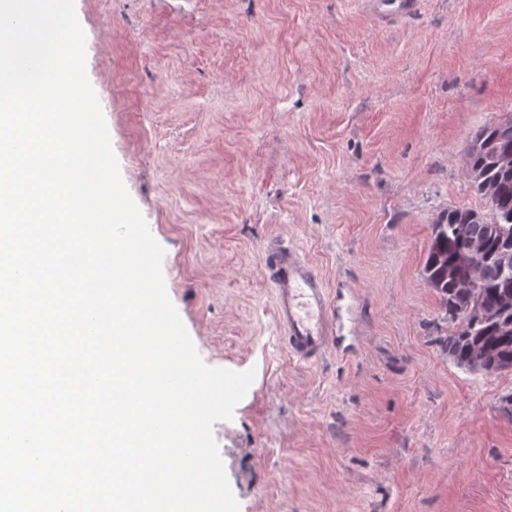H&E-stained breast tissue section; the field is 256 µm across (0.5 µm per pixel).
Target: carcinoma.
Segmentation results:
<instances>
[{"label":"carcinoma","mask_w":512,"mask_h":512,"mask_svg":"<svg viewBox=\"0 0 512 512\" xmlns=\"http://www.w3.org/2000/svg\"><path fill=\"white\" fill-rule=\"evenodd\" d=\"M503 124L512 125V116L484 126L467 149V167L476 171L470 188L488 201L493 220L474 210H449L446 218L432 225L422 271L444 309L462 312L461 317L450 318L453 329L441 340V347L465 369L475 344L489 349L495 359H512V307L502 303L504 295H512V273L504 272L492 257L500 242L512 241V169L504 171L494 162L496 154L512 152V135L501 131ZM472 238L484 240L487 246L483 274L474 294L459 295L454 292L455 284L469 275L459 257Z\"/></svg>","instance_id":"carcinoma-1"}]
</instances>
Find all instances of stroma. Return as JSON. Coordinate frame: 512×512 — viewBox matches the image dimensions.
I'll list each match as a JSON object with an SVG mask.
<instances>
[{
    "label": "stroma",
    "instance_id": "35a3bbf8",
    "mask_svg": "<svg viewBox=\"0 0 512 512\" xmlns=\"http://www.w3.org/2000/svg\"><path fill=\"white\" fill-rule=\"evenodd\" d=\"M122 180L202 360L240 512H512V373L458 367L432 226L489 212L466 150L512 115V0H75ZM317 265L350 357L288 355L263 249ZM418 0H365L366 12L374 18L403 20L415 14Z\"/></svg>",
    "mask_w": 512,
    "mask_h": 512
}]
</instances>
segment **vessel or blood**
<instances>
[{"label": "vessel or blood", "mask_w": 512, "mask_h": 512, "mask_svg": "<svg viewBox=\"0 0 512 512\" xmlns=\"http://www.w3.org/2000/svg\"><path fill=\"white\" fill-rule=\"evenodd\" d=\"M416 5L417 0H365L367 13L378 19L410 18ZM264 267L289 356L308 362L332 352L348 355L330 291L315 264L298 248L274 239L265 248Z\"/></svg>", "instance_id": "vessel-or-blood-1"}]
</instances>
